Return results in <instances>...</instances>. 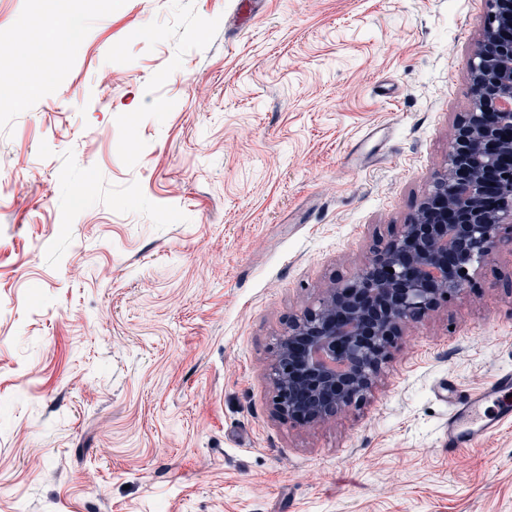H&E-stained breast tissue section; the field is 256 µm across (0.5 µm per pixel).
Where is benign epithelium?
<instances>
[{
	"instance_id": "benign-epithelium-1",
	"label": "benign epithelium",
	"mask_w": 512,
	"mask_h": 512,
	"mask_svg": "<svg viewBox=\"0 0 512 512\" xmlns=\"http://www.w3.org/2000/svg\"><path fill=\"white\" fill-rule=\"evenodd\" d=\"M477 51L468 61L470 111L460 114L445 167L433 173L421 206L354 277L326 289L318 306L288 327L269 367L274 405L294 419L301 407L323 420L361 401L379 377L392 337L429 311L437 298L460 292L493 260L512 225V0H490ZM469 173L456 178V171ZM495 185L497 201L484 197ZM345 295L343 319L336 296ZM306 338L295 372H282L289 343Z\"/></svg>"
}]
</instances>
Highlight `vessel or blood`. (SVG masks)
<instances>
[{"label": "vessel or blood", "mask_w": 512, "mask_h": 512, "mask_svg": "<svg viewBox=\"0 0 512 512\" xmlns=\"http://www.w3.org/2000/svg\"><path fill=\"white\" fill-rule=\"evenodd\" d=\"M448 405L444 446L453 457L478 441L492 438L512 421V373L498 374L476 390L452 389Z\"/></svg>", "instance_id": "obj_1"}]
</instances>
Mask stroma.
Listing matches in <instances>:
<instances>
[{"label": "stroma", "mask_w": 512, "mask_h": 512, "mask_svg": "<svg viewBox=\"0 0 512 512\" xmlns=\"http://www.w3.org/2000/svg\"><path fill=\"white\" fill-rule=\"evenodd\" d=\"M0 0V512H512V422L449 457L448 383L512 370V241L377 385L278 418L296 315L419 207L487 0ZM357 157H350L352 144ZM42 35V27L38 20L25 25L19 35V44L21 54L17 57V65L23 68L26 64L38 54L39 43L37 42Z\"/></svg>", "instance_id": "35a3bbf8"}]
</instances>
